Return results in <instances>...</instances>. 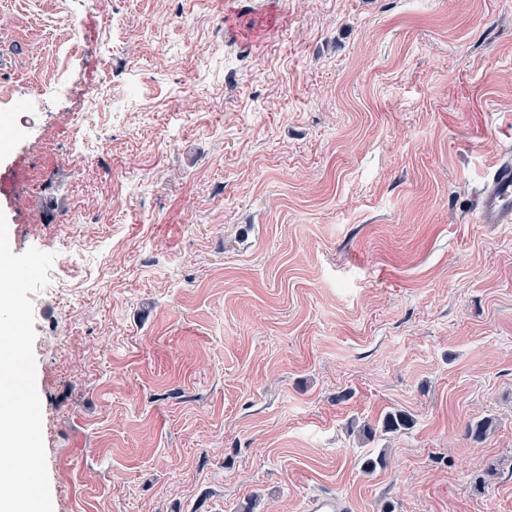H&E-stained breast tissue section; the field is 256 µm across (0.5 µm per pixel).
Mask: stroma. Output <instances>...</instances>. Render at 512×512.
I'll use <instances>...</instances> for the list:
<instances>
[{"instance_id":"obj_1","label":"stroma","mask_w":512,"mask_h":512,"mask_svg":"<svg viewBox=\"0 0 512 512\" xmlns=\"http://www.w3.org/2000/svg\"><path fill=\"white\" fill-rule=\"evenodd\" d=\"M1 125L53 512H512V0H0ZM478 224H512V158L502 159L471 202ZM306 508L309 512H347L350 510L347 503L335 493L311 499Z\"/></svg>"}]
</instances>
